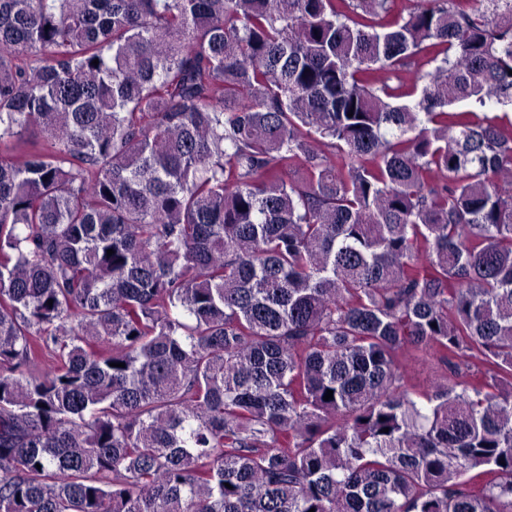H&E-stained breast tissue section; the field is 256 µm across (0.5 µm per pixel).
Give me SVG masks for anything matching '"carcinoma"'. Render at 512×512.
I'll use <instances>...</instances> for the list:
<instances>
[{
  "label": "carcinoma",
  "mask_w": 512,
  "mask_h": 512,
  "mask_svg": "<svg viewBox=\"0 0 512 512\" xmlns=\"http://www.w3.org/2000/svg\"><path fill=\"white\" fill-rule=\"evenodd\" d=\"M511 70L512 0H0V512H512ZM404 367L410 383L419 385L421 389L429 386L435 378L434 369L430 364H421L408 358L404 360Z\"/></svg>",
  "instance_id": "cac0c4a2"
}]
</instances>
